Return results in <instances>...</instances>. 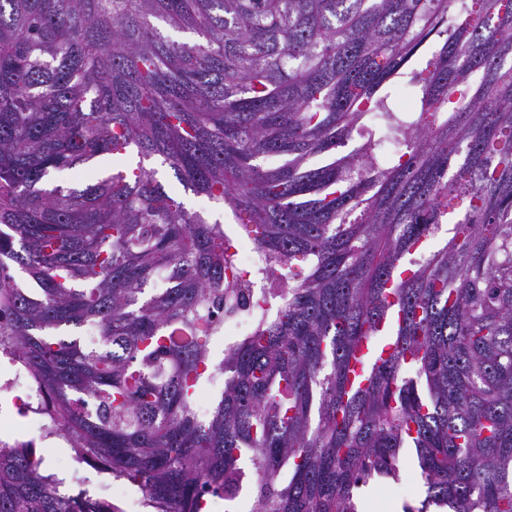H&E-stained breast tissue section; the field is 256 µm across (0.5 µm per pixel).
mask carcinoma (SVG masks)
Masks as SVG:
<instances>
[{
	"label": "carcinoma",
	"mask_w": 512,
	"mask_h": 512,
	"mask_svg": "<svg viewBox=\"0 0 512 512\" xmlns=\"http://www.w3.org/2000/svg\"><path fill=\"white\" fill-rule=\"evenodd\" d=\"M0 349L151 512H512V0H0ZM32 456L0 512H120ZM398 479L371 481L367 486L358 490L359 497L367 493L373 496V508L369 512H402V506L422 499L425 488L417 466V461L410 448H404L398 462ZM393 503H400V511H392Z\"/></svg>",
	"instance_id": "obj_1"
}]
</instances>
